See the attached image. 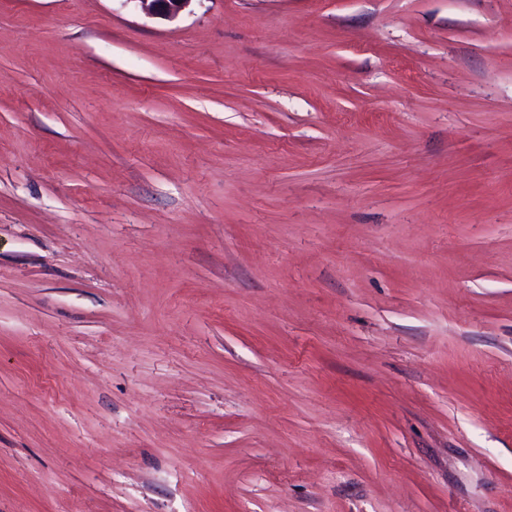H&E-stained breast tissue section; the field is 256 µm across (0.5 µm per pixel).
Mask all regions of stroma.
<instances>
[{"mask_svg":"<svg viewBox=\"0 0 512 512\" xmlns=\"http://www.w3.org/2000/svg\"><path fill=\"white\" fill-rule=\"evenodd\" d=\"M0 512H512V0H0ZM148 14L173 17L186 8L191 0H138Z\"/></svg>","mask_w":512,"mask_h":512,"instance_id":"stroma-1","label":"stroma"}]
</instances>
